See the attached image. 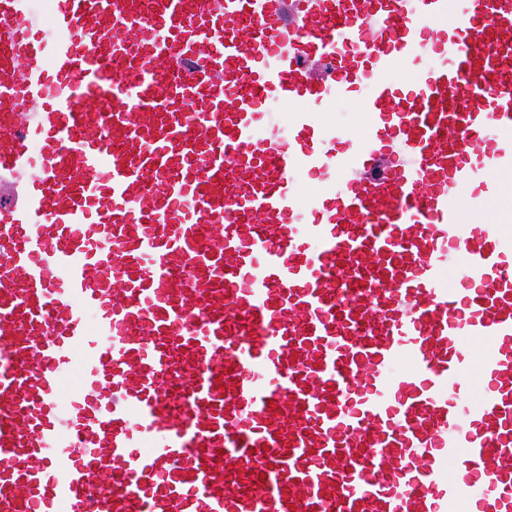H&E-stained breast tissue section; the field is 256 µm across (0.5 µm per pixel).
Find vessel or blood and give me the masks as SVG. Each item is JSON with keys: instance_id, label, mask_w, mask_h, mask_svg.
Segmentation results:
<instances>
[{"instance_id": "1", "label": "vessel or blood", "mask_w": 512, "mask_h": 512, "mask_svg": "<svg viewBox=\"0 0 512 512\" xmlns=\"http://www.w3.org/2000/svg\"><path fill=\"white\" fill-rule=\"evenodd\" d=\"M33 2L0 512H512V0ZM486 216L492 223L499 225L505 239L512 241V186L505 187L499 197L488 203Z\"/></svg>"}]
</instances>
